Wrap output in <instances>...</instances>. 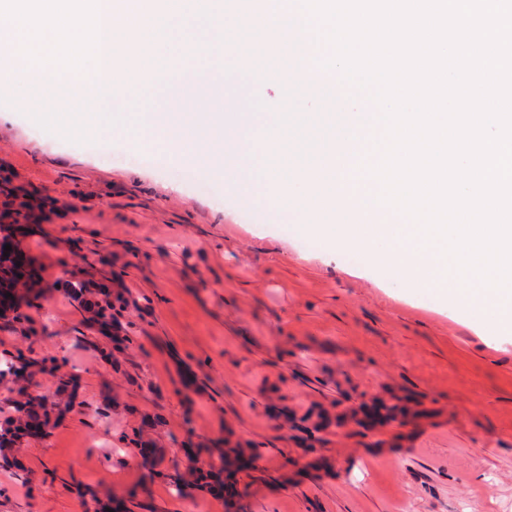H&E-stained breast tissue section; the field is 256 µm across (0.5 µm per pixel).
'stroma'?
I'll return each instance as SVG.
<instances>
[{
	"label": "stroma",
	"mask_w": 512,
	"mask_h": 512,
	"mask_svg": "<svg viewBox=\"0 0 512 512\" xmlns=\"http://www.w3.org/2000/svg\"><path fill=\"white\" fill-rule=\"evenodd\" d=\"M50 137L0 90V178L37 206L22 241L41 276L23 293L27 338L0 320V367L23 353L76 375L71 410L0 470V512H221L186 483L192 441L256 459L239 512H512V344L448 309L324 260L263 189L237 205L137 134ZM128 288L123 352L52 282ZM155 444L150 465L129 450Z\"/></svg>",
	"instance_id": "1"
}]
</instances>
